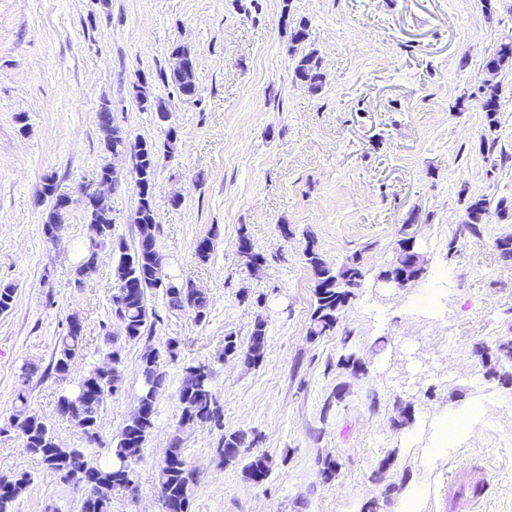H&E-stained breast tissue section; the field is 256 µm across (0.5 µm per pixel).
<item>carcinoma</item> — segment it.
I'll use <instances>...</instances> for the list:
<instances>
[{
  "mask_svg": "<svg viewBox=\"0 0 512 512\" xmlns=\"http://www.w3.org/2000/svg\"><path fill=\"white\" fill-rule=\"evenodd\" d=\"M308 38L307 24L299 23L293 29L292 53L297 55L294 67V79L311 92L322 88V76L319 61L314 52L301 53L299 46ZM512 51V35H506L497 43L495 53L484 65V78L477 91L472 93L479 111L484 113V135L481 137L480 150L484 160L496 168L497 162L509 159V154L497 151L496 133L500 121L499 93L500 82L497 75L504 66L502 50ZM171 80L182 97L190 101L196 96V70L189 66L181 71L171 73ZM137 98L142 109L156 114L159 124L169 119V111L164 101L152 97L146 89L138 91ZM112 109L104 105L99 111V126L104 136L106 151L111 154L131 153L133 159L132 174L138 190V207L134 223L137 224L139 237L137 245L130 249L123 242H112V204L106 203L99 208L102 213L103 230L77 268L78 279L82 280L95 274L97 270V249L106 243L112 244L115 263V275L119 288L112 297V312L121 322L123 335L128 341L141 339L146 332L149 311L147 309V292L160 289L167 299L168 307L178 310H190L199 321L205 319L208 309V297L193 284L179 282L168 276L163 270V256L156 240V214L152 206V188L159 164V151L148 142L131 143L120 131L112 127ZM43 198L51 199V206L44 224V232L51 235L53 228L62 222V198L55 196L54 183L49 181L42 189ZM495 208L502 216L512 213V196L482 195L468 199L467 220L460 233L479 236L482 233L483 215ZM397 259L390 266L380 271L378 278L390 274H406V278L416 282L427 272L425 261L419 258L416 245L399 239L394 248ZM307 266L311 269L314 281V305L310 317L309 335L312 337L328 336L336 332L339 314L356 296V290L363 286L368 270L364 267L360 253L354 252L343 261V266L332 268L321 262V256L314 248L304 253ZM83 327L78 317L72 316L67 321L63 335L55 347L54 359L50 373L59 381L70 378L75 360L82 351ZM106 349L103 362L83 374L72 390H64L58 396L57 411L77 421L86 428L88 442H97L98 423L103 403L98 399V391L111 395L120 390L122 385L121 353L116 341L109 335L104 339ZM266 344V324L258 319L254 322L249 342L244 353L251 357L252 364H258ZM178 341L170 339L165 349L156 348L146 351L141 359L142 386L137 397V408L126 426L110 448L111 458L107 465L98 467L91 482L101 484L97 497L83 496L80 512H111L112 492L125 491L136 483L135 464L139 461L143 447L154 427L156 400L165 382L162 371V359H174ZM339 364L346 368L362 366L355 346L350 344V335L342 340V354ZM19 405L8 421L11 429H17L24 438L25 447L30 453L40 458L63 484L77 486L84 479L83 448H67L56 441L48 424L32 414L27 406L24 391L17 395ZM180 407L179 428L190 429L196 426L212 424L223 427V410L213 385V370L205 363L188 365L183 368L181 385L178 391ZM245 437L241 433H231L221 437L216 453L226 463H235L241 456ZM171 455L164 459L158 476V490L165 512H190L191 500L198 486V474L187 461L182 437L175 434L171 440ZM274 467V461L267 454H257L244 464L242 473L246 480L260 483L266 480ZM33 477L26 470L13 472L8 477V484H0V512H14L15 503L32 484Z\"/></svg>",
  "mask_w": 512,
  "mask_h": 512,
  "instance_id": "cac0c4a2",
  "label": "carcinoma"
}]
</instances>
